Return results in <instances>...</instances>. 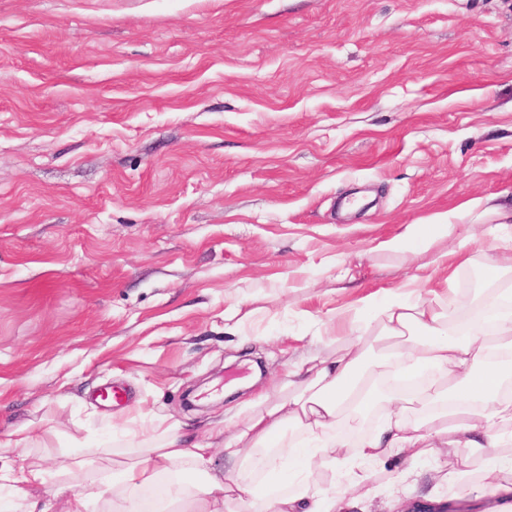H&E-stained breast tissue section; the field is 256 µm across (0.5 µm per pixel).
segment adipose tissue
Here are the masks:
<instances>
[{"mask_svg":"<svg viewBox=\"0 0 512 512\" xmlns=\"http://www.w3.org/2000/svg\"><path fill=\"white\" fill-rule=\"evenodd\" d=\"M425 278L413 275L403 292L365 296L348 310L344 321L352 332L378 328L392 349L371 353L349 343L333 356L304 357L288 366L286 380L273 393L258 397L240 426L216 448L213 430L199 431L175 423L162 435L153 429L134 430L130 455L112 459L113 512H141L138 491L168 477L166 512H327L326 493L311 480L321 467H336L337 449L348 444L343 424L355 423L366 405L384 396L391 409L376 429L358 441L355 464L377 462L392 455L416 460L428 452L423 436L407 422V411L426 422L467 406L482 423L456 430L451 445L467 448L485 460L488 472L502 470L490 449L492 427L512 422V397L504 395L505 372L493 356L512 355V302L490 292L463 329L450 328V311L425 303L420 288ZM423 367L434 369L416 393L390 390L397 374ZM287 447L289 467L278 470L273 447Z\"/></svg>","mask_w":512,"mask_h":512,"instance_id":"obj_1","label":"adipose tissue"}]
</instances>
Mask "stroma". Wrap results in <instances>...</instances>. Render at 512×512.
Masks as SVG:
<instances>
[{"instance_id": "obj_1", "label": "stroma", "mask_w": 512, "mask_h": 512, "mask_svg": "<svg viewBox=\"0 0 512 512\" xmlns=\"http://www.w3.org/2000/svg\"><path fill=\"white\" fill-rule=\"evenodd\" d=\"M443 215L435 251L470 262L423 298L459 310L471 271L512 287L487 250L500 224L512 252V0H0V466L26 426L49 471L0 512L61 481L106 512L130 407L233 431L290 359L335 354L346 310L402 288L411 250L377 243ZM447 441L314 481L348 487L342 512H512ZM85 443L98 460L66 471Z\"/></svg>"}]
</instances>
